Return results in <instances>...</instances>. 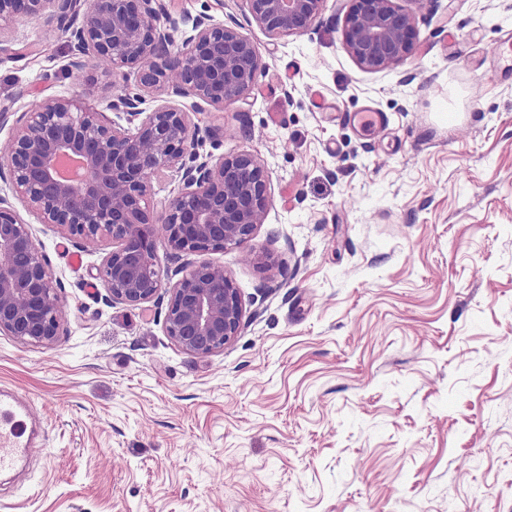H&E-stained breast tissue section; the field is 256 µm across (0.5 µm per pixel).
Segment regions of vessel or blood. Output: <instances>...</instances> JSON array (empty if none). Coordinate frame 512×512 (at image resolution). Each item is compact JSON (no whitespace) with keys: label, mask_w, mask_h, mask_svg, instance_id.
Wrapping results in <instances>:
<instances>
[{"label":"vessel or blood","mask_w":512,"mask_h":512,"mask_svg":"<svg viewBox=\"0 0 512 512\" xmlns=\"http://www.w3.org/2000/svg\"><path fill=\"white\" fill-rule=\"evenodd\" d=\"M41 427L33 420L24 394L0 388V472L20 468Z\"/></svg>","instance_id":"obj_1"}]
</instances>
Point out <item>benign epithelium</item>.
Returning <instances> with one entry per match:
<instances>
[{
	"label": "benign epithelium",
	"mask_w": 512,
	"mask_h": 512,
	"mask_svg": "<svg viewBox=\"0 0 512 512\" xmlns=\"http://www.w3.org/2000/svg\"><path fill=\"white\" fill-rule=\"evenodd\" d=\"M326 0H249L252 19L272 37H302ZM343 40L358 66L382 70L415 51L411 17L394 0H352ZM68 35L71 75L83 78L92 59L112 81L106 109L73 96H48L25 113L0 144L9 191L37 223L94 247L112 240L97 267L116 303L150 302L162 287L157 245L188 255L239 246L264 223L266 175L250 154L203 152L189 113L166 103L151 110L150 94L192 97L222 108L245 97L261 67L258 47L207 11L175 18L163 0H0V45L19 19ZM181 32L175 44L173 32ZM135 81H130L128 70ZM77 158L73 176L58 163ZM181 174L180 192L154 213L151 189ZM169 286L167 334L185 354L208 356L240 333L243 305L224 267L207 261L181 269ZM68 320L66 304L32 223L0 195V334L53 346Z\"/></svg>",
	"instance_id": "1"
}]
</instances>
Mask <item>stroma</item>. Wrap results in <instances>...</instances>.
<instances>
[{
  "label": "stroma",
  "mask_w": 512,
  "mask_h": 512,
  "mask_svg": "<svg viewBox=\"0 0 512 512\" xmlns=\"http://www.w3.org/2000/svg\"><path fill=\"white\" fill-rule=\"evenodd\" d=\"M205 3L263 62L247 98L182 101L205 151L267 175L253 238L205 254L241 332L184 354L167 290L111 302L87 288L111 241L37 225L69 321L50 348L0 335V385L42 427L0 512H512V0H397L417 51L380 71L346 49L351 0L301 38L268 36L247 0L168 8ZM12 34L10 119L54 94L104 110L111 75L73 81L64 34ZM366 108L382 123L353 125Z\"/></svg>",
  "instance_id": "1"
}]
</instances>
